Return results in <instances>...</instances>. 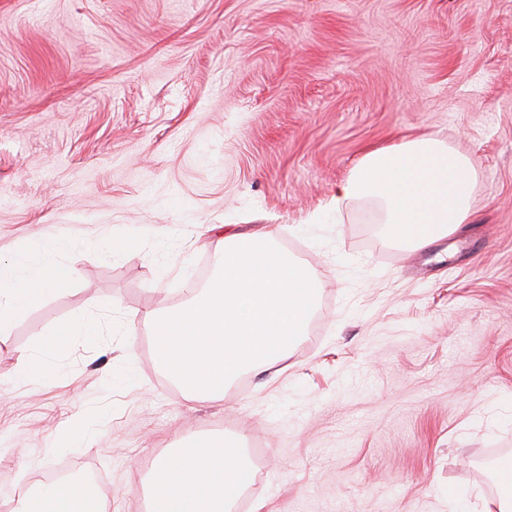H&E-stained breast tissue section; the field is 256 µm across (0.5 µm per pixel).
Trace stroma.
Listing matches in <instances>:
<instances>
[{"instance_id": "1", "label": "stroma", "mask_w": 512, "mask_h": 512, "mask_svg": "<svg viewBox=\"0 0 512 512\" xmlns=\"http://www.w3.org/2000/svg\"><path fill=\"white\" fill-rule=\"evenodd\" d=\"M467 154L473 214L407 248L337 201L369 149ZM278 228L321 283L308 333L191 403L145 313L213 276L219 239ZM74 280L0 335V503L68 466L147 512L171 449L242 435L248 512H448L512 458V0H0V254ZM124 242L121 250L113 241ZM96 327L23 360L76 314Z\"/></svg>"}]
</instances>
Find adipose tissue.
<instances>
[{"mask_svg": "<svg viewBox=\"0 0 512 512\" xmlns=\"http://www.w3.org/2000/svg\"><path fill=\"white\" fill-rule=\"evenodd\" d=\"M475 180L468 156L422 137L366 153L341 182L336 197L376 204L385 233L412 248L446 237L468 222ZM74 275L73 265L48 263L35 254L0 256V335ZM248 475L239 437L222 435L179 449L152 475V512H228ZM101 509L85 484L61 481L27 493L18 512Z\"/></svg>", "mask_w": 512, "mask_h": 512, "instance_id": "1", "label": "adipose tissue"}]
</instances>
